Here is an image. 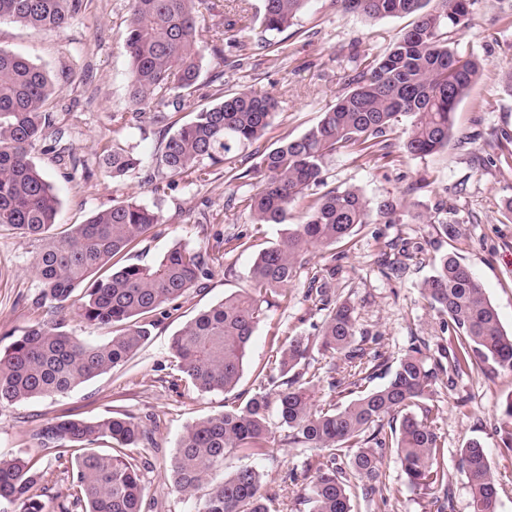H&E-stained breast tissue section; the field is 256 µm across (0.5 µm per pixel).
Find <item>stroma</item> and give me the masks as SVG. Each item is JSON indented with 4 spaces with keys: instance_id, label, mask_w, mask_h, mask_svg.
I'll return each mask as SVG.
<instances>
[{
    "instance_id": "stroma-1",
    "label": "stroma",
    "mask_w": 512,
    "mask_h": 512,
    "mask_svg": "<svg viewBox=\"0 0 512 512\" xmlns=\"http://www.w3.org/2000/svg\"><path fill=\"white\" fill-rule=\"evenodd\" d=\"M129 15L130 0H83L79 13L56 30L0 23V48L38 64L60 87L52 106L63 132L60 145L65 161L56 163L51 153L40 149L34 154L60 199L58 222L83 223L113 199L128 197L159 211L164 222L130 249L123 263L154 264L176 244L201 251L220 246L226 256L223 267L191 288L178 310L161 320L123 366L66 394L0 408V456L26 451L34 454L38 467L48 470L47 512H60L61 505L68 503L72 475L53 455L38 449L34 432L53 418L115 413L150 416L159 423L158 452L147 475L153 512H193L192 501L172 488L167 467L185 428L223 411L224 395L202 393L180 381L169 345L199 312L248 287V271L258 250L278 240L284 226H254L248 213L228 207L239 185L226 180L220 165L208 166L204 180H179L164 194H154L145 178L155 173L157 159L177 124L204 105L205 95L221 88L249 89L278 102L260 146L270 147L286 136L299 137L412 23L408 16L371 21L344 12L339 0H309L297 22L276 34L277 48L257 51L248 65L239 68L205 54L201 95L189 97L182 110L173 113L171 124L163 127L147 116L126 125L113 120L116 113L132 109L123 49ZM455 48L461 56L486 62L481 80L455 115L456 128L466 135V142L451 140L447 148L423 158H409L397 150L387 157L347 152L327 159L330 185L358 187L374 201L404 196L413 210L394 224L370 215L345 242L308 255L288 286L292 302L269 306L257 325L236 392L244 399L254 394L255 375L265 364L276 334L315 335L321 317L303 300L309 273L316 267H335L332 292L350 298L360 329L377 339L375 348L384 364L374 386L385 384L402 356L416 346L421 347L427 366H444L428 403L439 416L446 446L440 459L448 472L446 512H470L469 487L457 466V451L472 439L486 449L498 482L500 512H512V453L499 430L503 403L512 395V370L483 362L463 376L447 370L448 318L421 293L439 257L455 254L473 270L503 329L512 333V213L507 210L512 201V91L502 80L512 70V0H480L472 22L456 35ZM112 144L141 160L139 169L118 184L102 161L103 146ZM444 219L462 225L464 235L445 237L439 226ZM242 231L257 233L254 248H237L234 237ZM389 242L406 243L414 253L405 273L392 279L383 275L381 266ZM39 251V241L0 229L1 352L46 318L44 309L34 303L42 290L33 269ZM310 454V449L285 445L273 457L232 453L224 458V471L253 466L264 475L271 512H308V505L299 500L300 487L286 483L285 476L301 470ZM382 473L374 492L355 498V512H436L433 492L408 486L393 454L384 457Z\"/></svg>"
}]
</instances>
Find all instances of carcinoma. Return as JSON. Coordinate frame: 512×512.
<instances>
[{"label": "carcinoma", "instance_id": "1", "mask_svg": "<svg viewBox=\"0 0 512 512\" xmlns=\"http://www.w3.org/2000/svg\"><path fill=\"white\" fill-rule=\"evenodd\" d=\"M309 0H264L263 34L290 27ZM340 0L345 11L370 20L415 16L391 48L353 87L322 113L303 135L282 138L260 155L250 170L226 171L231 181L256 180L250 190L233 197L254 224H284L295 203L314 187L325 191L309 200L302 223L287 229L276 244L258 252L249 271V288L227 295L201 311L170 343L177 369L201 392L232 393L243 374L251 337L264 314L262 304L275 296L288 302V285L304 256L349 238L371 212L387 223L396 220L400 201L369 200L354 186L330 187L325 174L328 157L346 151L371 156L394 143L418 158L448 146L455 135V112L481 79L486 64L463 58L454 35L471 20L480 0ZM197 0H131L124 49L129 59V99L134 116L150 113L168 124L169 108L199 91L203 52L226 59H246L248 45L238 39L239 18L224 19L217 40L209 45L198 23ZM82 8V0H0V20L24 27L55 30ZM60 87L25 57L0 48V228L42 242L35 273L42 290L36 304L53 313L69 308L79 290L80 320L112 330V336L91 343L64 330V320L42 321L16 337L0 352V407L65 394L80 384L124 365L149 339L155 317L174 306L186 292L224 265L220 250L202 252L175 245L155 264L116 266L114 259L163 222L162 215L133 199L114 200L83 224L55 233L60 200L48 174L33 152L50 138L59 142L51 104ZM277 101L247 89L224 94L201 107L167 140L159 158L165 177L202 179V163H224L246 145L259 141L271 124ZM112 179L120 180L141 161L122 149H103ZM315 272L305 300L323 313L317 339L329 358L332 375L307 363L310 338L284 334L273 341L267 363L258 370L259 390L245 403L231 398L224 410L188 425L169 462L171 485L192 497L196 512H270L262 476L251 466L215 478L224 457L233 451L277 452L270 419L276 411L282 441L312 448L303 479L310 512H353L356 491L368 495L382 476L387 451L395 453L407 482L434 490L448 483L437 456L443 449L438 416L425 405L437 371L426 366L420 348L400 359L383 386L369 387L377 376L380 355L369 352L375 337L364 335L358 315L347 299H334L324 275ZM431 306L448 316L456 336L451 369L464 373L480 362L512 370V335L500 323L485 288L469 266L452 254L443 255L433 275L421 286ZM344 375L333 376L336 361ZM281 379L275 394L264 383ZM329 392L341 389L347 400L318 405L316 383ZM400 417L399 425L384 423ZM38 447L58 458L72 454L73 500L61 512H145L149 495L144 470L156 452L148 426L128 414L93 421L55 418L35 433ZM108 439L112 446L97 447ZM458 467L470 490L471 512H499L497 480L485 448L469 441L459 449ZM46 471L26 453L0 458V503L19 505L20 512H45Z\"/></svg>", "mask_w": 512, "mask_h": 512}]
</instances>
